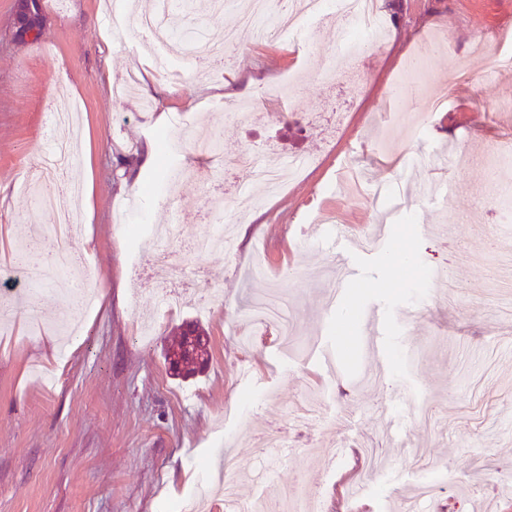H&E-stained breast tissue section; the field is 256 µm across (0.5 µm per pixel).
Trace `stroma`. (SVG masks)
Listing matches in <instances>:
<instances>
[{
    "instance_id": "obj_1",
    "label": "stroma",
    "mask_w": 512,
    "mask_h": 512,
    "mask_svg": "<svg viewBox=\"0 0 512 512\" xmlns=\"http://www.w3.org/2000/svg\"><path fill=\"white\" fill-rule=\"evenodd\" d=\"M211 2L164 22L223 41L239 14ZM380 10L386 40L358 59L337 53L330 16L309 41L243 34L174 88L138 44L108 40L111 0H43L35 41L18 39L15 0H0V308L15 329L0 342V512H179L228 454L244 501L298 481L324 490L326 512H512V433L498 427L512 416V287L500 282L512 219L472 207L474 193L500 190L484 157H512V111L488 105L512 94V0H380ZM488 30L510 37L494 55L477 44ZM432 34L446 45L429 84H406L405 60ZM455 60L467 77H449ZM131 72L138 86L118 92ZM58 97L79 106L81 145L41 183ZM229 100L252 102L256 118L225 120ZM423 111L431 118L409 142L396 115ZM213 137L267 161L295 158L302 171L277 194L251 186L259 204L243 208L236 195L251 175L221 167ZM452 151L479 162L454 169ZM195 169L222 192L233 251L185 249L210 222ZM72 178L83 185L75 270L97 296L62 351L70 301L30 282L55 251V215L36 198ZM434 183L450 186L447 201L420 200ZM174 210L172 256L154 262L147 228ZM339 224L385 228L374 251H353L356 276L342 284ZM445 268L464 296L436 292L429 273ZM182 270L195 271L196 298L172 309L155 286ZM270 294L288 301V339L245 322L252 299ZM369 309L382 315L387 352L369 349ZM186 320L207 334L210 360L183 378L164 351ZM318 389L322 416L297 413ZM273 426L291 447H266ZM364 446L390 464L349 496L351 451Z\"/></svg>"
}]
</instances>
